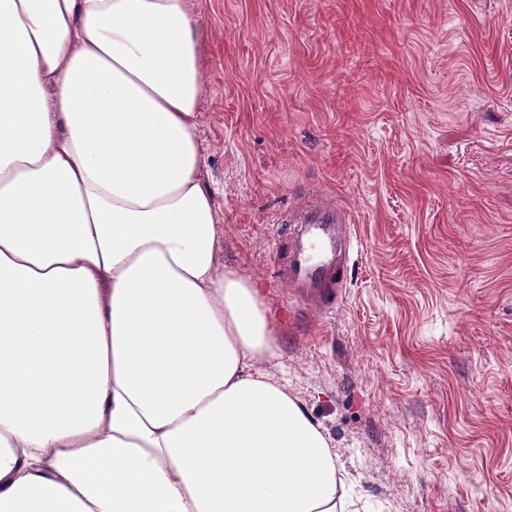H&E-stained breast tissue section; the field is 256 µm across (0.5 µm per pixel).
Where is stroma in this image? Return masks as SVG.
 I'll return each mask as SVG.
<instances>
[{
	"label": "stroma",
	"mask_w": 512,
	"mask_h": 512,
	"mask_svg": "<svg viewBox=\"0 0 512 512\" xmlns=\"http://www.w3.org/2000/svg\"><path fill=\"white\" fill-rule=\"evenodd\" d=\"M224 264L277 317L288 382L359 512H512V0H187ZM345 205L333 312L273 231Z\"/></svg>",
	"instance_id": "35a3bbf8"
}]
</instances>
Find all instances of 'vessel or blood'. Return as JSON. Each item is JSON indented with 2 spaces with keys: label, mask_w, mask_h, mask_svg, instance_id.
<instances>
[{
  "label": "vessel or blood",
  "mask_w": 512,
  "mask_h": 512,
  "mask_svg": "<svg viewBox=\"0 0 512 512\" xmlns=\"http://www.w3.org/2000/svg\"><path fill=\"white\" fill-rule=\"evenodd\" d=\"M283 258L276 272L288 285L290 302L319 313L331 309L354 264L352 221L343 206H316L279 224Z\"/></svg>",
  "instance_id": "b4317fda"
}]
</instances>
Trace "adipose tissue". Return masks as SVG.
Masks as SVG:
<instances>
[{"label": "adipose tissue", "mask_w": 512, "mask_h": 512, "mask_svg": "<svg viewBox=\"0 0 512 512\" xmlns=\"http://www.w3.org/2000/svg\"><path fill=\"white\" fill-rule=\"evenodd\" d=\"M186 0H0V512H355L225 268Z\"/></svg>", "instance_id": "1"}]
</instances>
